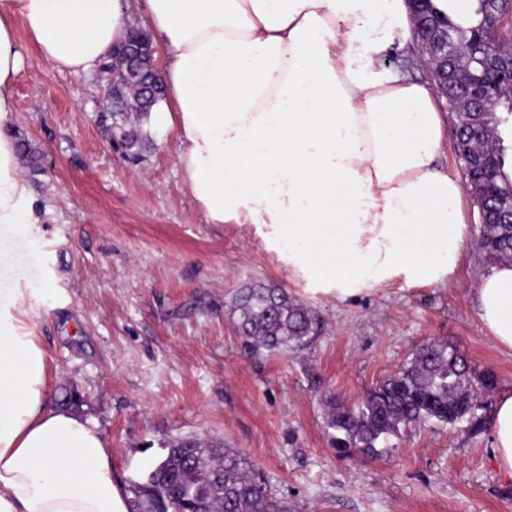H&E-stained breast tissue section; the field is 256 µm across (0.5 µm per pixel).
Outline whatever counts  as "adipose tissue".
I'll return each mask as SVG.
<instances>
[{
	"instance_id": "ef3b65f1",
	"label": "adipose tissue",
	"mask_w": 512,
	"mask_h": 512,
	"mask_svg": "<svg viewBox=\"0 0 512 512\" xmlns=\"http://www.w3.org/2000/svg\"><path fill=\"white\" fill-rule=\"evenodd\" d=\"M138 10L167 52L146 128L175 135L207 222L254 226L314 293L450 280L466 223L462 184L437 167L444 120L433 86L387 63L411 33L407 0H0V256L35 221L12 135L19 34L90 75ZM476 307L512 350V263L483 275ZM48 389L25 291L0 288V512H130L108 441ZM492 433L512 475L510 391Z\"/></svg>"
}]
</instances>
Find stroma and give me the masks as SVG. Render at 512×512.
Here are the masks:
<instances>
[{"mask_svg": "<svg viewBox=\"0 0 512 512\" xmlns=\"http://www.w3.org/2000/svg\"><path fill=\"white\" fill-rule=\"evenodd\" d=\"M13 86L12 134L36 146L25 172L37 224L12 283L27 298L48 359L49 402L80 396L75 412L112 448L123 488L161 461L176 439L217 440L244 456L288 512H512V477L500 469L491 429L467 423L404 431L382 455L331 444L329 394L356 405L416 346L459 348L475 374L494 373L487 410L512 389V350L480 321L479 214L464 197L468 241L444 285L396 281L356 298L306 292L253 227L209 224L176 170L174 134L138 159L114 153L96 122L104 81L58 71L24 43ZM271 281L321 323L297 353L245 354L229 312L238 288Z\"/></svg>", "mask_w": 512, "mask_h": 512, "instance_id": "stroma-1", "label": "stroma"}]
</instances>
